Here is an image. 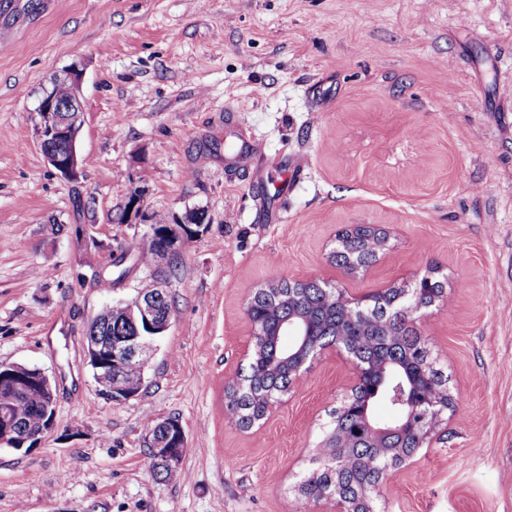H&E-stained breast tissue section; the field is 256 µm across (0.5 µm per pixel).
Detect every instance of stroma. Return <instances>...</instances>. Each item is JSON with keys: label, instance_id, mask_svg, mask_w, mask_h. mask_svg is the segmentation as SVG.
Wrapping results in <instances>:
<instances>
[{"label": "stroma", "instance_id": "35a3bbf8", "mask_svg": "<svg viewBox=\"0 0 512 512\" xmlns=\"http://www.w3.org/2000/svg\"><path fill=\"white\" fill-rule=\"evenodd\" d=\"M44 2L0 29V362L45 372L56 412L36 448L0 447V512H326L295 485L351 368L318 357L240 429L224 388L248 363L244 299L280 278L367 294L432 266L448 287L418 331L457 409L377 508L512 512V0ZM74 65L72 181L46 162L36 108ZM228 142L256 144L254 165ZM196 210L178 257L139 261L157 218ZM349 224L390 235L356 277L327 258ZM158 282L171 325L138 395L107 402L87 327ZM167 418L187 447L165 476L147 423Z\"/></svg>", "mask_w": 512, "mask_h": 512}]
</instances>
